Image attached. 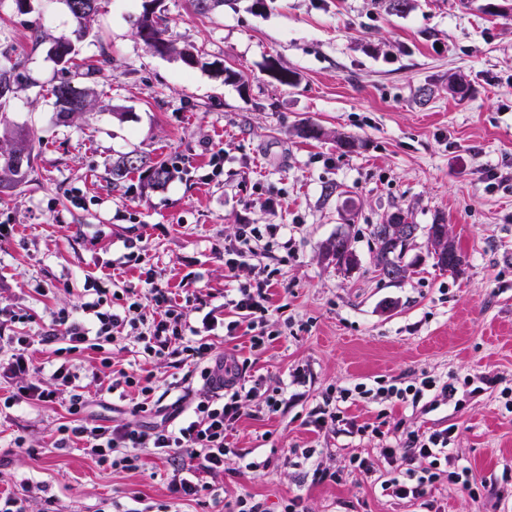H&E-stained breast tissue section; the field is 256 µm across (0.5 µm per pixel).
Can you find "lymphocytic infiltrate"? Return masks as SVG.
<instances>
[{"mask_svg": "<svg viewBox=\"0 0 512 512\" xmlns=\"http://www.w3.org/2000/svg\"><path fill=\"white\" fill-rule=\"evenodd\" d=\"M278 233L279 228L274 224L239 225L234 241L224 247L228 278L236 279L244 253L254 250L263 237L274 238ZM271 287V274L264 270L250 281L238 282L237 286L225 290L224 312L220 315L209 309L207 300L200 294H193L192 300L200 314L194 323L187 320L183 302L155 285L143 295L136 289L124 288L112 297L103 289L88 288L79 313L60 310L51 317V335L60 342L54 354L61 360L52 372L54 386L45 388L37 382L29 383L0 405L9 409L23 402L65 403L70 419L57 429L55 450H78L98 465L126 471L141 469L143 455L150 454L169 462L166 482L173 500L214 496L226 475L240 477L257 469L253 461L234 468L226 465L231 453L228 437L247 403L263 396L265 415L274 416L287 407L289 397L284 386L263 392V377L246 374L235 358L217 357L208 334L220 328L225 337L232 339L244 329L250 334L251 350H262L269 339L264 325ZM119 326L137 332V344L131 350L136 366L121 372L109 389L124 393L136 391L138 401L134 412L156 416V423L150 426L138 421L100 425L86 414V402L76 391L77 382L87 377L88 372L76 363L75 354L87 349L103 351L113 329ZM147 361L165 362L173 367L187 363L200 367L207 392L193 400L189 414L181 421L164 415L160 401L154 400L152 376L142 368ZM433 393L449 401L457 389L454 384H440L428 376L408 384L398 381L373 387L358 384L341 389L336 400L327 399L316 405L308 415V423L319 430L331 428L362 438L366 426L344 417L342 403L372 398L387 405H416ZM452 436L449 427L429 433L409 429L403 441L395 444L383 432L379 435L383 443L381 456L376 459L351 456L349 467L370 478L381 496L406 502L424 498L442 479L466 491H475L477 479L471 470L452 465L454 456L449 446Z\"/></svg>", "mask_w": 512, "mask_h": 512, "instance_id": "obj_1", "label": "lymphocytic infiltrate"}]
</instances>
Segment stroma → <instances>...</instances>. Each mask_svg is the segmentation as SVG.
<instances>
[{"label":"stroma","mask_w":512,"mask_h":512,"mask_svg":"<svg viewBox=\"0 0 512 512\" xmlns=\"http://www.w3.org/2000/svg\"><path fill=\"white\" fill-rule=\"evenodd\" d=\"M501 2L413 0L395 16L384 0H234L202 16L188 0H162L169 39L196 49L188 66L136 35L130 19L145 0H102L78 52L108 62L75 80L93 91L95 108L63 124L50 93L65 77L50 47L72 29L62 0H27L21 10L0 0V62L20 64L0 112L35 141L27 183L0 197V225L13 227L0 240V304L30 314L5 333L33 337L28 355L43 369V386L52 384L51 314L78 311L86 278L140 289L151 269L172 293L191 283L218 305L232 285L225 241L241 224H280L290 251L258 247L239 270L246 280L275 268V337L258 353L245 336L219 330L211 341L269 387L291 382L297 368L310 380L277 415L246 409L231 446L267 465L225 481V501L247 491L268 512L297 494L306 512H427L380 496L360 473L320 483L292 465L299 448L322 450L336 467L354 453L377 456V440L307 425L331 388L426 374L454 382L455 398L430 412L359 401L348 415L389 431L402 420L453 427L480 487L472 496L441 481L431 499L446 512H512V413L502 398L512 388V13L490 12ZM274 65L294 72L295 85L278 83ZM454 75L466 96L449 93ZM426 87L435 94L423 105ZM306 123L320 138L300 136ZM340 137L353 141L352 151L337 148ZM131 151L179 171L162 187L136 171L113 186V158ZM217 151L224 164L215 175ZM329 184L339 193L324 196ZM398 212L422 226L447 225L464 260L459 271L436 268L422 234L407 252L405 278L378 276L369 229ZM339 233L358 258L345 273L323 257ZM132 243L144 249L140 262L124 260ZM128 359L117 349L108 366L92 350L77 356L98 373L80 384L100 424L133 417V397L107 390ZM68 419L61 404L0 413V491L50 481L58 512L169 502L165 460L147 455L139 471H112L77 452H54Z\"/></svg>","instance_id":"obj_1"}]
</instances>
